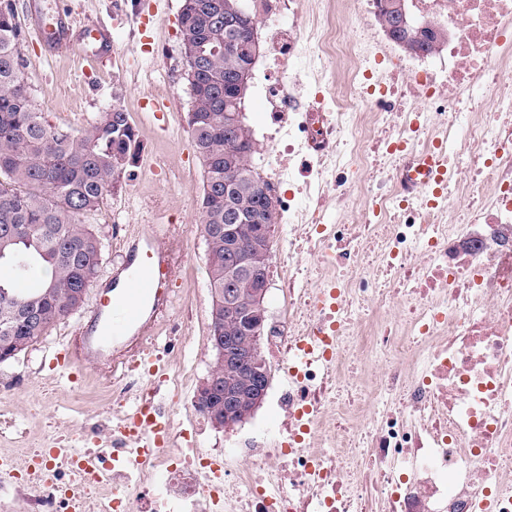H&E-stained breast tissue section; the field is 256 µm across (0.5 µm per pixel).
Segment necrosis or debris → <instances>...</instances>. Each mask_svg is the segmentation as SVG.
I'll use <instances>...</instances> for the list:
<instances>
[{
    "instance_id": "necrosis-or-debris-1",
    "label": "necrosis or debris",
    "mask_w": 512,
    "mask_h": 512,
    "mask_svg": "<svg viewBox=\"0 0 512 512\" xmlns=\"http://www.w3.org/2000/svg\"><path fill=\"white\" fill-rule=\"evenodd\" d=\"M252 0L268 41L259 93L275 157L262 177L288 235L270 276L282 306L266 347L288 381L275 434L212 467L194 440L90 447L82 415L48 436L0 434V512H512V0H408L447 31L412 58L371 44L380 0L297 18ZM302 68L320 87L299 107ZM442 153L434 183L420 160ZM135 356L103 388L113 409L188 411V372ZM58 449L42 463L44 449Z\"/></svg>"
}]
</instances>
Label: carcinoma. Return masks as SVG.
Listing matches in <instances>:
<instances>
[{
	"label": "carcinoma",
	"mask_w": 512,
	"mask_h": 512,
	"mask_svg": "<svg viewBox=\"0 0 512 512\" xmlns=\"http://www.w3.org/2000/svg\"><path fill=\"white\" fill-rule=\"evenodd\" d=\"M209 0H182L181 23L197 44L248 38L247 23L224 24L246 12L245 0H224V13L201 8ZM380 12V28L403 43L406 30ZM447 38L440 32L403 47L411 55L429 52ZM21 29L11 0H0V354L13 352L11 337L36 344L55 324L81 311L102 264L103 245L83 218L101 209L120 172L140 151L129 113L108 110L77 133L53 129L44 120L26 82L20 56ZM246 54L213 56L192 74L187 122L203 166V192L196 206L206 243L211 299L224 301V236L216 226L241 212L274 225L278 215L264 209L270 193L252 157L251 129L241 117L245 94L236 77ZM238 114L237 126L224 122V110ZM234 180L224 189V167Z\"/></svg>",
	"instance_id": "carcinoma-1"
}]
</instances>
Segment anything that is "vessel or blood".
I'll use <instances>...</instances> for the list:
<instances>
[{
    "mask_svg": "<svg viewBox=\"0 0 512 512\" xmlns=\"http://www.w3.org/2000/svg\"><path fill=\"white\" fill-rule=\"evenodd\" d=\"M26 14L34 39L45 48L52 50L72 43L78 51H90L99 66L111 65L110 25L91 22L74 27L62 22L54 28L44 26L37 0H28ZM164 232V225H153L138 243L130 246L106 290L96 293L94 305L83 316L78 327L82 337L79 352L59 351L57 365L95 366L104 360L105 346L130 334L143 335L151 323V314L170 304V296L160 288L161 268L155 263L163 255Z\"/></svg>",
    "mask_w": 512,
    "mask_h": 512,
    "instance_id": "1",
    "label": "vessel or blood"
}]
</instances>
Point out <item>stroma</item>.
Segmentation results:
<instances>
[{
  "instance_id": "1",
  "label": "stroma",
  "mask_w": 512,
  "mask_h": 512,
  "mask_svg": "<svg viewBox=\"0 0 512 512\" xmlns=\"http://www.w3.org/2000/svg\"><path fill=\"white\" fill-rule=\"evenodd\" d=\"M77 16L85 21L104 20L112 25L115 58L103 69L84 60L76 49L61 47L44 53L31 35H23L20 54L26 63L30 92L40 112L52 127L76 132L91 124L101 112L123 108L136 127L141 145L136 163L124 174L101 209L87 219L101 238L103 264L99 282H106L112 267L120 263L123 247L112 237L113 224L134 225L136 233L148 232L154 224H180L188 229L181 258L184 279L192 292L196 316L188 330L187 358L197 361L195 381H202L213 364L209 349L211 299L206 269V244L199 214L193 203L203 191V168L187 125L190 108L187 68L181 54L178 28L180 0H160L148 22H141L140 0H69ZM163 98L173 106L163 120H155L143 107L144 98ZM243 116L254 134L258 151L254 161L265 166L272 150L263 137L266 110L257 85H250ZM165 156L167 173L155 170L151 161ZM78 315L58 322L38 343L17 359L0 363V383L13 374H28L27 386L10 392L8 399L19 427L41 428L43 419L64 426L72 418V390L85 396L88 427L112 422V404L100 392L95 371L87 369L75 380L61 377L56 352L77 334ZM42 406V418L31 409ZM272 397H265L254 417L231 429L214 428L201 419L199 448H223L226 438L276 424Z\"/></svg>"
}]
</instances>
